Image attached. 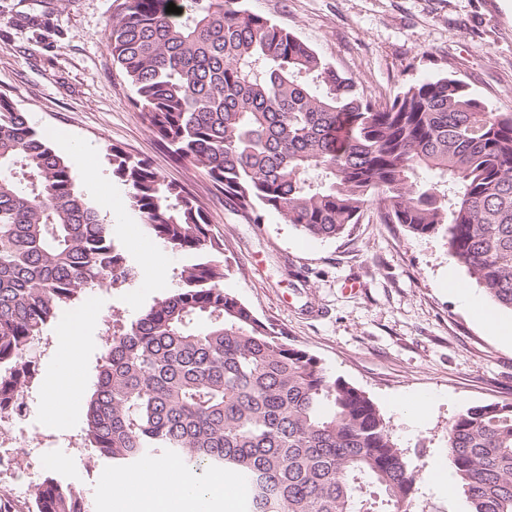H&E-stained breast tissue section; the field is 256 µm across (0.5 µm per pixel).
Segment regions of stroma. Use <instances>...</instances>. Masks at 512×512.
Returning <instances> with one entry per match:
<instances>
[{"instance_id": "obj_1", "label": "stroma", "mask_w": 512, "mask_h": 512, "mask_svg": "<svg viewBox=\"0 0 512 512\" xmlns=\"http://www.w3.org/2000/svg\"><path fill=\"white\" fill-rule=\"evenodd\" d=\"M122 2L0 0V94L46 135L97 146L92 163L73 171L79 192L129 262L140 265L151 249L165 257L163 287H99L78 298L96 313L86 327L87 365L97 368L120 325L179 287L177 274L188 261L148 235L129 190L92 191L91 182L111 176L117 149L148 160L201 206L224 239L226 291L379 407L419 474L411 512H464L460 493H442L428 480L450 464L448 423L475 404L512 403V344L448 291L449 277L471 289L475 280L450 258L441 236L383 223L374 204L336 239L308 237L274 212L252 224L232 211L223 190L203 170L176 161L134 106L107 39ZM242 6L291 31L373 101L389 102L411 84L449 76L466 82L489 109L512 112V0H243ZM71 148L56 152L69 160ZM69 317L62 312L32 349L26 423L0 432V453L14 461L0 466V495H10L14 512H35L32 488L48 478L72 483L95 512H112L99 492V477L112 466L84 439L89 391L66 393L73 409L67 425L45 413L48 378L59 365L54 342ZM415 393L435 397L418 427L395 408Z\"/></svg>"}]
</instances>
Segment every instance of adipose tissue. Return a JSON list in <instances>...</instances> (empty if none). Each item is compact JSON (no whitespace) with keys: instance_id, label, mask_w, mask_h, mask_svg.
I'll return each instance as SVG.
<instances>
[{"instance_id":"obj_1","label":"adipose tissue","mask_w":512,"mask_h":512,"mask_svg":"<svg viewBox=\"0 0 512 512\" xmlns=\"http://www.w3.org/2000/svg\"><path fill=\"white\" fill-rule=\"evenodd\" d=\"M90 318L89 312H75L57 337L61 362L75 386L81 383L78 356ZM101 492L110 499L113 512H215L216 506L230 508L236 500L230 479L221 475L193 478L180 463L170 460H152L137 470L104 476Z\"/></svg>"}]
</instances>
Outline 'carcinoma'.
Masks as SVG:
<instances>
[{
  "label": "carcinoma",
  "mask_w": 512,
  "mask_h": 512,
  "mask_svg": "<svg viewBox=\"0 0 512 512\" xmlns=\"http://www.w3.org/2000/svg\"><path fill=\"white\" fill-rule=\"evenodd\" d=\"M124 0L107 37L148 128L204 169L253 224L275 212L338 238L370 203L383 221L441 233L448 253L512 311V112L451 77L382 105L241 0ZM148 233L189 257L181 287L112 336L85 441L114 467L155 457L246 486L247 512H407L417 474L359 388L224 290V239L145 160L112 150ZM136 272L77 190L70 163L0 95V412L32 378L29 352L81 293ZM466 512H512V403L448 425ZM36 512H85L54 478Z\"/></svg>",
  "instance_id": "cac0c4a2"
}]
</instances>
